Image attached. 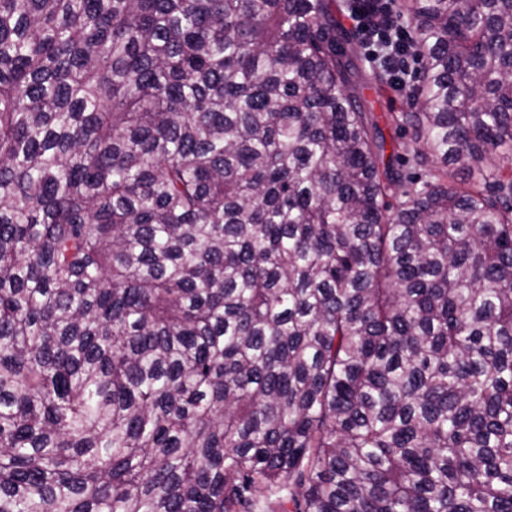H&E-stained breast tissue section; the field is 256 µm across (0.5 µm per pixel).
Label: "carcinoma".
Returning <instances> with one entry per match:
<instances>
[{"label": "carcinoma", "mask_w": 512, "mask_h": 512, "mask_svg": "<svg viewBox=\"0 0 512 512\" xmlns=\"http://www.w3.org/2000/svg\"><path fill=\"white\" fill-rule=\"evenodd\" d=\"M0 0V512H512V0ZM390 153H385V150ZM339 1L341 11L336 13V18L341 25L348 31L357 29L364 36L371 55L379 60L385 56H392V66L407 72V57L412 55L411 48L415 39L411 31L393 16L389 0H377L381 5L369 14H361L352 4L354 1L347 0L346 2H351L348 6V17L354 22L356 29L346 17V2ZM401 43L409 44L410 48L406 52H395V47ZM364 95L371 111L379 117V124L384 129V134L389 143L392 130L387 126L384 115L386 112L409 111L410 108L406 93L404 91H393L389 87L379 93L375 86L369 84V88L364 89Z\"/></svg>", "instance_id": "carcinoma-1"}]
</instances>
